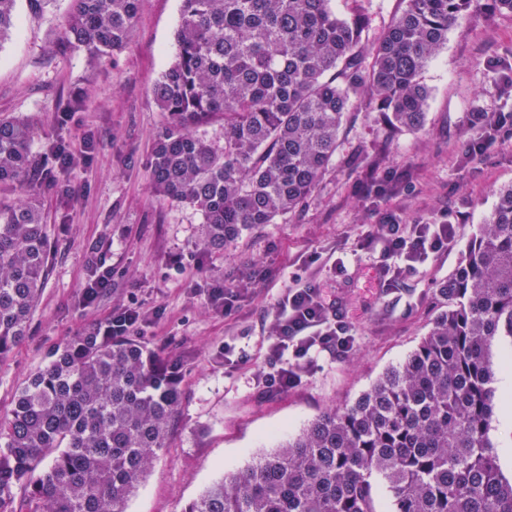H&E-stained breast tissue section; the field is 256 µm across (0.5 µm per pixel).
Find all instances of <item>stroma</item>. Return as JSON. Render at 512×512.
Segmentation results:
<instances>
[{"label": "stroma", "mask_w": 512, "mask_h": 512, "mask_svg": "<svg viewBox=\"0 0 512 512\" xmlns=\"http://www.w3.org/2000/svg\"><path fill=\"white\" fill-rule=\"evenodd\" d=\"M337 13L364 11L375 43L406 0H332ZM70 0L35 11L18 0L17 28L0 43V116L34 130L31 149L65 143L66 169L50 167L38 198L52 249L25 338L0 361V418L16 390L50 352L95 329L116 309L139 311L138 338L180 359L182 405L168 446L131 496L127 512H182L212 481L300 432L321 412L352 403L427 333L436 290L512 184V140L467 154L475 112H512V13L480 17L448 32L422 74L429 91L421 130L389 132L367 105L354 108L336 156L296 215L244 232L224 249L198 246L202 220L160 199L148 171L165 122L155 83L171 64L181 0H143L128 44L96 60L63 37ZM81 106L68 118L60 108ZM450 216L458 243L418 273L384 284L380 251L359 250L386 216L425 224ZM97 256L112 286L96 299L85 287ZM326 284L336 313L354 331L340 360L319 354L298 386L265 391L270 327L294 280ZM234 291L232 312L213 306L212 288Z\"/></svg>", "instance_id": "stroma-1"}]
</instances>
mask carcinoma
Returning a JSON list of instances; mask_svg holds the SVG:
<instances>
[{"label": "carcinoma", "mask_w": 512, "mask_h": 512, "mask_svg": "<svg viewBox=\"0 0 512 512\" xmlns=\"http://www.w3.org/2000/svg\"><path fill=\"white\" fill-rule=\"evenodd\" d=\"M18 0H0V43ZM142 0H72L66 41L96 59L128 43ZM512 0H407L370 56L369 19L331 0H181L174 58L155 85L165 123L148 168L155 191L202 219L220 250L314 195L350 110L367 103L394 132L423 126L426 66L476 8ZM221 116L224 141L197 134ZM32 127L0 119V358L27 333L49 243L37 192L48 159ZM495 203L442 309L399 364L353 403L326 411L244 469L211 482L183 512H512V477L490 439L493 350L512 364V186ZM181 363L133 336L96 331L57 347L0 419V512H126L167 447ZM23 490L15 503L14 489Z\"/></svg>", "instance_id": "obj_1"}]
</instances>
